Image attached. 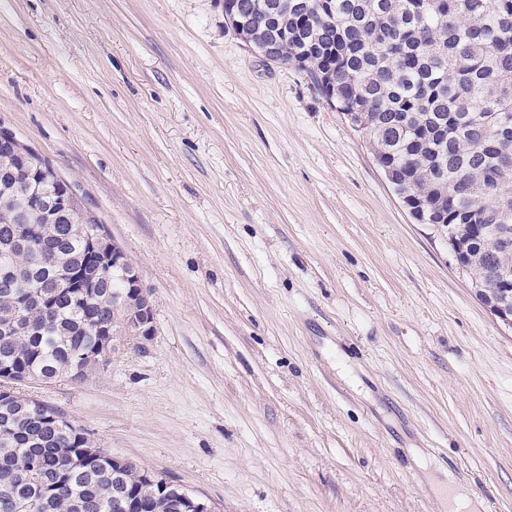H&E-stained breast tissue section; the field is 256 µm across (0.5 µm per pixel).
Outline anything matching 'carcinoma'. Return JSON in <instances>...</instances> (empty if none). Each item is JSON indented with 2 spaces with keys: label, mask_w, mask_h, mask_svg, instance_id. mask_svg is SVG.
Here are the masks:
<instances>
[{
  "label": "carcinoma",
  "mask_w": 512,
  "mask_h": 512,
  "mask_svg": "<svg viewBox=\"0 0 512 512\" xmlns=\"http://www.w3.org/2000/svg\"><path fill=\"white\" fill-rule=\"evenodd\" d=\"M262 0H224V15L249 18L237 31L246 45L278 42L285 65L303 72L330 106L364 113L361 128L394 192L415 197L448 225V240L465 252L467 270L487 287L497 286L499 248L494 225L512 198L494 197L495 182L512 183V0H270L275 18L257 8ZM0 154V263L11 262L45 281L42 304L25 305L22 323L33 334L0 331V367L18 380L80 378L78 354L89 350L98 326L112 321V299L61 298L53 288V261L79 263L86 242L69 228L77 215L59 213L46 223L64 185L28 181L40 165ZM37 226L45 237L38 250L14 246L17 230ZM31 414L14 407L0 414V512H10L17 494L49 491L39 512H124L136 496L150 512H171L180 487L154 495L136 482L143 467L129 462L118 473L100 458L88 467L78 452L90 434L74 424L52 429L47 416L61 410L44 405Z\"/></svg>",
  "instance_id": "1"
}]
</instances>
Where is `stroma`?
I'll list each match as a JSON object with an SVG mask.
<instances>
[{"mask_svg":"<svg viewBox=\"0 0 512 512\" xmlns=\"http://www.w3.org/2000/svg\"><path fill=\"white\" fill-rule=\"evenodd\" d=\"M0 126L137 266L151 340L39 389L221 512H512V328L224 0H0Z\"/></svg>","mask_w":512,"mask_h":512,"instance_id":"1","label":"stroma"}]
</instances>
